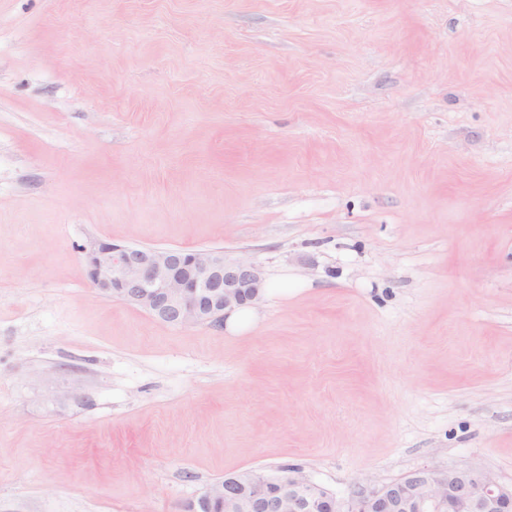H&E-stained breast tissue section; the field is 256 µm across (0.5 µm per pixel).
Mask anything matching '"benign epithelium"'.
Here are the masks:
<instances>
[{
  "label": "benign epithelium",
  "mask_w": 512,
  "mask_h": 512,
  "mask_svg": "<svg viewBox=\"0 0 512 512\" xmlns=\"http://www.w3.org/2000/svg\"><path fill=\"white\" fill-rule=\"evenodd\" d=\"M93 286L178 326L224 325L225 312L256 305L261 272L210 250L147 249L98 240L84 249ZM512 512V484L479 468L423 467L377 485L357 480L347 498L300 469L277 476L239 472L207 486L188 512Z\"/></svg>",
  "instance_id": "1"
}]
</instances>
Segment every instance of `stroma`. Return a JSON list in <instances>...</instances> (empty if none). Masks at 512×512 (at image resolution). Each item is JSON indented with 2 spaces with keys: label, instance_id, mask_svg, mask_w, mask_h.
I'll list each match as a JSON object with an SVG mask.
<instances>
[{
  "label": "stroma",
  "instance_id": "1",
  "mask_svg": "<svg viewBox=\"0 0 512 512\" xmlns=\"http://www.w3.org/2000/svg\"><path fill=\"white\" fill-rule=\"evenodd\" d=\"M97 239L246 259L239 333ZM512 483V0H0V512L225 474ZM83 252L91 283L101 294L173 325H224L229 332H240L253 313L236 307L256 305L265 290L256 265L226 262L216 251L157 250L98 240Z\"/></svg>",
  "mask_w": 512,
  "mask_h": 512
}]
</instances>
